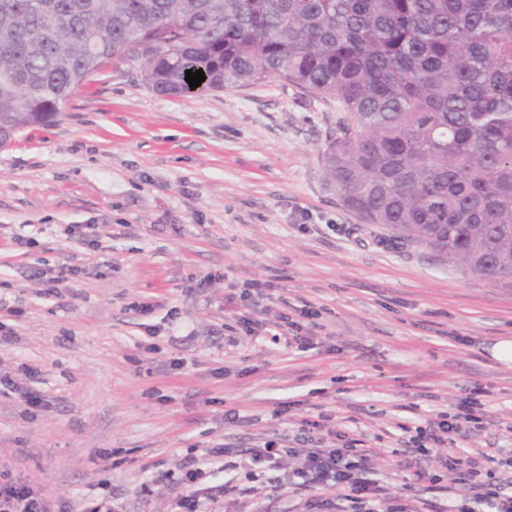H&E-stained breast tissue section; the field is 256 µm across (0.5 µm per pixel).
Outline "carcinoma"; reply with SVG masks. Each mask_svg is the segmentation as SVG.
I'll list each match as a JSON object with an SVG mask.
<instances>
[{
    "label": "carcinoma",
    "instance_id": "1",
    "mask_svg": "<svg viewBox=\"0 0 512 512\" xmlns=\"http://www.w3.org/2000/svg\"><path fill=\"white\" fill-rule=\"evenodd\" d=\"M126 50L164 95L276 76L336 100L339 205L512 279V0H0V147Z\"/></svg>",
    "mask_w": 512,
    "mask_h": 512
}]
</instances>
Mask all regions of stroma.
Wrapping results in <instances>:
<instances>
[{
	"instance_id": "obj_1",
	"label": "stroma",
	"mask_w": 512,
	"mask_h": 512,
	"mask_svg": "<svg viewBox=\"0 0 512 512\" xmlns=\"http://www.w3.org/2000/svg\"><path fill=\"white\" fill-rule=\"evenodd\" d=\"M336 115L277 78L161 95L126 51L0 147L1 475L56 512H173L180 489L152 465L219 443L291 449L318 418L323 447L359 428L390 496L441 508L460 486L415 481L431 459L409 439L478 387L482 425L455 447L512 448V363L491 353L512 340V281L356 224L320 163ZM62 265L75 274L49 291ZM308 305L302 350L286 322ZM296 464L283 458L280 491L255 466L215 474L199 510L305 512Z\"/></svg>"
}]
</instances>
